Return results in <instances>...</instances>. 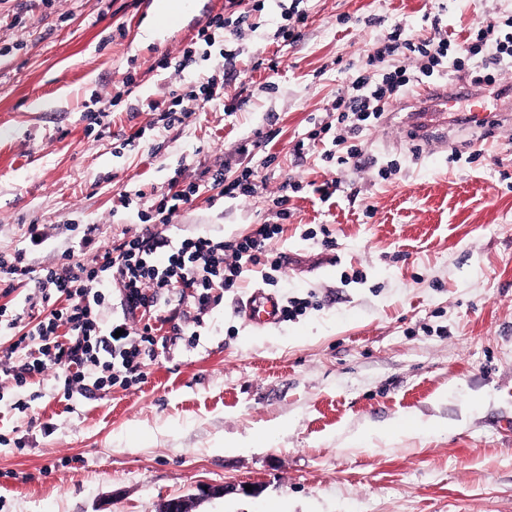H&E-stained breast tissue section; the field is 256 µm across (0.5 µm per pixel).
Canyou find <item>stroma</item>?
<instances>
[{
	"mask_svg": "<svg viewBox=\"0 0 512 512\" xmlns=\"http://www.w3.org/2000/svg\"><path fill=\"white\" fill-rule=\"evenodd\" d=\"M256 2V30L196 41L213 13L198 0L185 32L145 43L143 0H0V251L32 224L47 237L36 268L87 230L105 246L142 233L139 211L176 169L201 179L271 131L250 161L254 196L201 190L164 231L176 245L276 223L288 255L273 282L245 272L207 309L188 296L155 322L140 383L67 401L53 368L21 413L0 380V512H162L176 496L192 512H512V123L421 147L401 109L352 135L360 166L325 160L328 136L292 150L335 121L337 89L391 25L426 35L436 14L460 43L476 20L512 16V0ZM295 5L301 39L276 42ZM164 55L170 69L154 70ZM259 58L276 70L253 69ZM220 62L221 101L167 125L172 91ZM106 106L108 128H90ZM286 183L282 221L272 199ZM261 287L307 307L254 327L241 304ZM408 418L435 427L364 434ZM260 430L266 448L224 452ZM201 483L225 492L196 500Z\"/></svg>",
	"mask_w": 512,
	"mask_h": 512,
	"instance_id": "35a3bbf8",
	"label": "stroma"
}]
</instances>
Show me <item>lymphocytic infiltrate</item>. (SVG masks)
<instances>
[{"label":"lymphocytic infiltrate","mask_w":512,"mask_h":512,"mask_svg":"<svg viewBox=\"0 0 512 512\" xmlns=\"http://www.w3.org/2000/svg\"><path fill=\"white\" fill-rule=\"evenodd\" d=\"M479 54L486 55L487 62L470 79L483 90L512 69V17L482 18L457 48L450 39L409 32L399 25L381 35L363 67L336 93L334 143L346 148L337 156V164L360 156L361 146L347 144L346 133L359 130L361 122L380 119L389 99L406 95L422 78L456 75L466 57ZM280 231L279 223L262 224L235 240L187 238L160 266L151 261L152 254L168 244L160 228L121 238L105 251L84 236L63 252L59 263L34 272L28 254L38 248L43 232L30 225L27 246L0 252V272L33 275L43 314L12 343L9 358L0 363V375L10 377L21 390L33 377L59 368L68 400L92 388L105 391L131 383L138 377L142 358L153 356L155 344L152 326L133 329L131 318L159 317L182 288L194 289L198 306L207 307L214 289L239 287L242 273L251 266L263 265V279L271 280L283 266L281 254L271 247ZM111 269L117 274L115 296L103 291L100 278ZM114 300L120 304L121 319L101 322L102 308ZM63 326L68 329L64 343L57 339Z\"/></svg>","instance_id":"1"}]
</instances>
